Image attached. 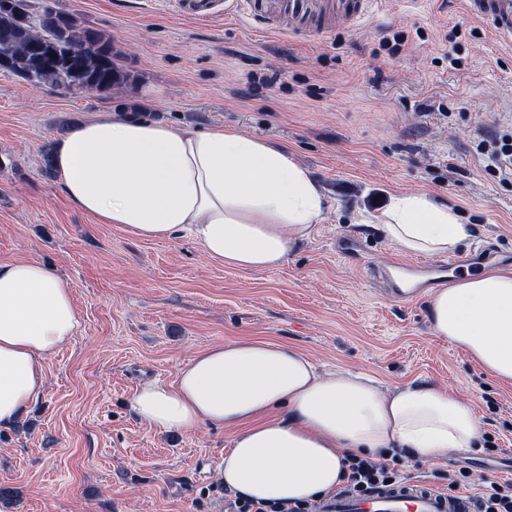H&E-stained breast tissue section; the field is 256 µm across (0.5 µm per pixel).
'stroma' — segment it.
<instances>
[{
  "label": "stroma",
  "mask_w": 512,
  "mask_h": 512,
  "mask_svg": "<svg viewBox=\"0 0 512 512\" xmlns=\"http://www.w3.org/2000/svg\"><path fill=\"white\" fill-rule=\"evenodd\" d=\"M112 40L129 82L108 93L32 85L0 70V261L37 258L64 279L80 324L45 363V388L0 428V512H216L231 500L218 463L231 430L166 433L129 407L148 382H173L206 347L261 339L299 347L325 369L448 388L482 424L481 447L443 461L403 456L400 480L462 491L512 484V383L432 335L427 285L392 299L391 263H415L357 217L392 195L426 192L473 226L455 256L512 257V176L486 168L478 142L512 134V48L454 0H387L326 34L267 33L246 20L189 17L178 0H52ZM275 76L263 84L264 76ZM102 112L176 129L222 126L285 147L329 208L282 267L248 272L212 261L191 238L138 239L100 224L41 172V151Z\"/></svg>",
  "instance_id": "1"
}]
</instances>
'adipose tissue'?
Here are the masks:
<instances>
[{
	"label": "adipose tissue",
	"instance_id": "1",
	"mask_svg": "<svg viewBox=\"0 0 512 512\" xmlns=\"http://www.w3.org/2000/svg\"><path fill=\"white\" fill-rule=\"evenodd\" d=\"M54 158L69 202L98 223L144 240L191 238L238 270L280 268L328 206L287 148L221 127L176 130L106 113L68 131ZM370 222L405 254L445 255L472 235L456 210L425 192L393 196ZM428 312L435 337L512 381L511 272L437 289ZM79 322L70 288L42 262H0V427L40 397L45 359ZM130 407L163 432L233 429L219 463L224 486L264 504L331 493L348 450L440 461L482 434L473 406L442 387L411 382L383 393L364 373L323 371L296 346L264 340L207 347L175 383L137 389Z\"/></svg>",
	"mask_w": 512,
	"mask_h": 512
}]
</instances>
